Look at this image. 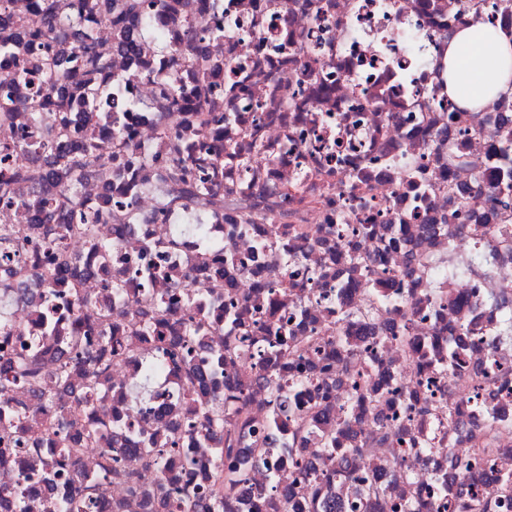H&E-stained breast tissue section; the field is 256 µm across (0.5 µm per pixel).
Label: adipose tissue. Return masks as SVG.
<instances>
[{
  "mask_svg": "<svg viewBox=\"0 0 512 512\" xmlns=\"http://www.w3.org/2000/svg\"><path fill=\"white\" fill-rule=\"evenodd\" d=\"M512 92V37L483 22L459 30L448 50V95L479 111L499 93Z\"/></svg>",
  "mask_w": 512,
  "mask_h": 512,
  "instance_id": "1",
  "label": "adipose tissue"
}]
</instances>
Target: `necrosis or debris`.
I'll return each mask as SVG.
<instances>
[{"label": "necrosis or debris", "instance_id": "necrosis-or-debris-1", "mask_svg": "<svg viewBox=\"0 0 512 512\" xmlns=\"http://www.w3.org/2000/svg\"><path fill=\"white\" fill-rule=\"evenodd\" d=\"M57 0L64 31L120 84L119 127L50 97L41 123L21 71L0 58V152L59 119L123 167L93 165L77 207L108 210L96 225L112 257L89 253L62 224H19L28 271L19 288L0 256V358L32 354L72 388L38 404L27 384L0 414V441L20 440L36 471L0 462V512L14 491L47 512L37 474L100 493L90 512H167L155 467L114 448L155 439L176 495H226L225 512H460L461 498L512 512L498 468L512 469V94L476 112L449 98L448 46L475 20L512 34L504 0H165L117 49L98 11ZM222 38H211L215 28ZM199 40L203 77L187 55ZM191 153H182L183 144ZM6 169L29 212L62 185L30 190ZM64 235L67 275L42 238ZM123 286L111 299L109 282ZM196 344L180 342L186 325ZM118 339L102 353V338ZM108 369L85 399L92 360ZM155 372L136 394L146 366ZM206 368L205 388L186 375ZM281 375V391L268 382ZM224 407V430L207 417ZM68 423V455L59 425ZM225 468L246 476L226 491Z\"/></svg>", "mask_w": 512, "mask_h": 512}]
</instances>
